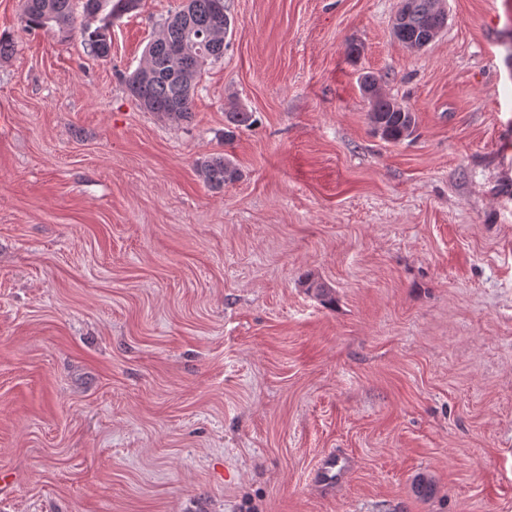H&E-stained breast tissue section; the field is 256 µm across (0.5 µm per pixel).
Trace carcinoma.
<instances>
[{
  "instance_id": "carcinoma-1",
  "label": "carcinoma",
  "mask_w": 512,
  "mask_h": 512,
  "mask_svg": "<svg viewBox=\"0 0 512 512\" xmlns=\"http://www.w3.org/2000/svg\"><path fill=\"white\" fill-rule=\"evenodd\" d=\"M193 13L181 20L174 14L164 24L160 36L148 46L141 67L128 78V89L140 106L174 121L191 118L197 78L208 64L224 57V38L231 19L224 0H194ZM128 12V0H83V13L101 16V25L92 28L77 24L73 0H22L21 22L27 31L68 35L78 31L96 57L111 56L112 20ZM448 15L437 11L433 0H413V9L400 27L396 39L405 47L428 46L447 24ZM379 78L362 76L360 89L369 100V121L381 139L399 143L416 131V117L403 104L378 90ZM228 124L239 128L253 124L252 114L237 107L225 113ZM204 183L215 190L239 179L240 171L226 157H212L198 163Z\"/></svg>"
}]
</instances>
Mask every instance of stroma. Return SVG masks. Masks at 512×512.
<instances>
[{
    "instance_id": "stroma-1",
    "label": "stroma",
    "mask_w": 512,
    "mask_h": 512,
    "mask_svg": "<svg viewBox=\"0 0 512 512\" xmlns=\"http://www.w3.org/2000/svg\"><path fill=\"white\" fill-rule=\"evenodd\" d=\"M224 4L175 123L124 77L183 0L114 20L107 60L0 0V512H512V0H447L416 52L400 0ZM379 81L372 73L363 75L360 81V89L369 100V121L381 139L400 143L416 131V117L407 106L380 93ZM197 167L204 183L215 190L224 189V184L234 182L240 177L239 169L226 157L205 159Z\"/></svg>"
}]
</instances>
